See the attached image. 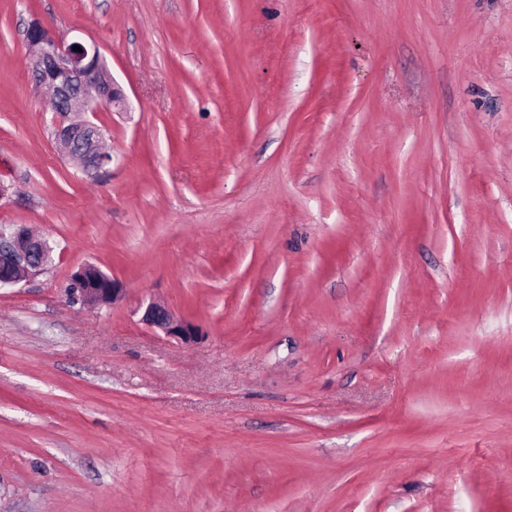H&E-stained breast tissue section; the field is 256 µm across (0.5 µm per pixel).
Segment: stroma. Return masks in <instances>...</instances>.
Segmentation results:
<instances>
[{"label": "stroma", "mask_w": 512, "mask_h": 512, "mask_svg": "<svg viewBox=\"0 0 512 512\" xmlns=\"http://www.w3.org/2000/svg\"><path fill=\"white\" fill-rule=\"evenodd\" d=\"M35 21L127 97L101 178ZM0 183L53 248L0 288V512H512V0H0ZM26 38L33 80L50 93L53 102L56 149L94 178L112 164V155L103 148V129L88 114L123 112L126 95L95 43L59 40L38 21L28 27ZM73 45L82 52L73 50ZM71 278L77 282V293L81 301L89 305H113L123 294L121 285L115 279L103 276L93 264L80 266ZM138 310L142 313L140 321L153 331H159L167 340L190 346L203 336L198 325L175 317L166 306L158 302H142Z\"/></svg>", "instance_id": "obj_1"}]
</instances>
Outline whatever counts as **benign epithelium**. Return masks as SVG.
<instances>
[{
	"mask_svg": "<svg viewBox=\"0 0 512 512\" xmlns=\"http://www.w3.org/2000/svg\"><path fill=\"white\" fill-rule=\"evenodd\" d=\"M26 38L33 80L51 95L56 149L94 178L112 164V155L103 148V129L89 116L125 111L126 95L96 44L59 40L38 21L28 27ZM75 45L81 51L73 50ZM50 252L47 241L24 225L12 224L8 232L0 231V288L41 274L51 261ZM71 278L77 282L81 301L89 305L108 306L123 294L121 285L93 264L80 266ZM139 311L142 323L180 345L190 346L203 336L198 325L175 317L158 302L142 303Z\"/></svg>",
	"mask_w": 512,
	"mask_h": 512,
	"instance_id": "7a95c632",
	"label": "benign epithelium"
}]
</instances>
